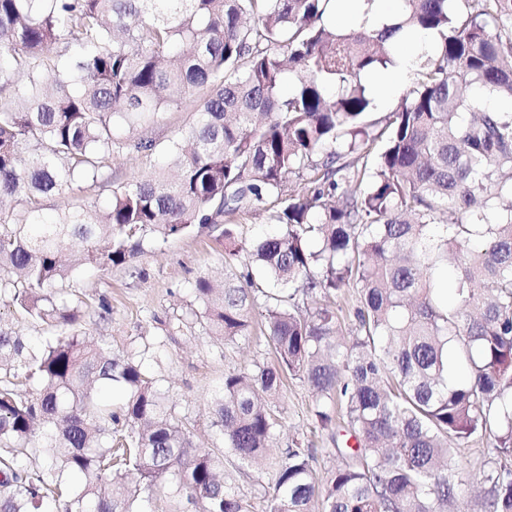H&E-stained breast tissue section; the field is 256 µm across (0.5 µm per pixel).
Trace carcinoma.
I'll use <instances>...</instances> for the list:
<instances>
[{
  "mask_svg": "<svg viewBox=\"0 0 512 512\" xmlns=\"http://www.w3.org/2000/svg\"><path fill=\"white\" fill-rule=\"evenodd\" d=\"M331 2L0 0V302L53 329L30 344L0 320V512H146L143 492L168 512H252L226 459L273 465L264 512L315 498L321 512H466L469 483L488 512H512V110L492 106L512 101V0H403L396 23L344 31ZM412 30L437 48L375 133L362 76L394 65ZM200 87L174 175L40 212L39 197L97 181L102 156L153 150L139 129ZM257 212L279 230L226 225L224 287L195 281L196 318L228 345L260 317L274 359L224 375L216 443L199 448L143 370L158 349L112 357L48 289ZM239 252L273 287L233 270ZM289 378L313 395L309 434L335 444L322 474L308 434L269 460L282 421L262 395ZM113 386L116 408L98 400ZM477 441L487 460L465 475L458 449Z\"/></svg>",
  "mask_w": 512,
  "mask_h": 512,
  "instance_id": "cac0c4a2",
  "label": "carcinoma"
}]
</instances>
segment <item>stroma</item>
Masks as SVG:
<instances>
[{
  "label": "stroma",
  "instance_id": "stroma-1",
  "mask_svg": "<svg viewBox=\"0 0 512 512\" xmlns=\"http://www.w3.org/2000/svg\"><path fill=\"white\" fill-rule=\"evenodd\" d=\"M193 119L187 104L167 112L162 122L145 131L146 137L155 143L152 154L123 152L104 156L97 182L84 183L74 192L41 197L43 212L106 203L112 197L113 187L165 166L168 145ZM224 256L225 243L218 240L216 230L197 228L162 248L145 246L130 269L106 271L86 267L65 284L73 298L85 303L87 334L110 346L113 354H122L135 344L162 345L161 358L146 362L144 369L158 380L187 417L194 441L204 445L213 439L210 402L214 389L223 383L226 373L264 354L263 348L247 339L228 346L218 343L188 319L197 306L192 290L194 281L204 275L223 281ZM103 301L109 303L112 313L106 322L98 324L92 315ZM173 314L185 316L186 322L170 331L164 321ZM271 402L285 419L276 440V447L281 450L295 432L306 430L313 397L307 386L292 380Z\"/></svg>",
  "mask_w": 512,
  "mask_h": 512
}]
</instances>
